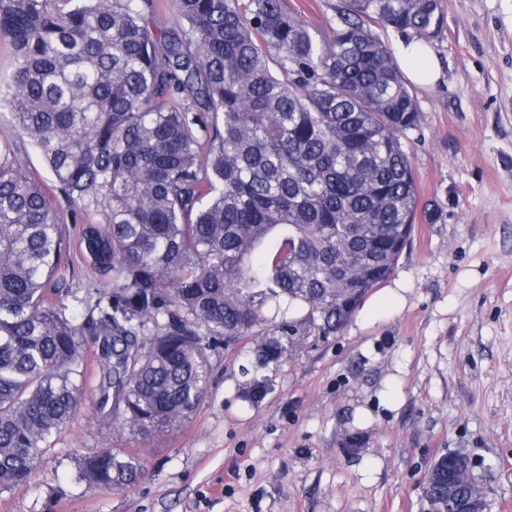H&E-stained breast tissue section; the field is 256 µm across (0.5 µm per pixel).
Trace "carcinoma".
Here are the masks:
<instances>
[{
	"mask_svg": "<svg viewBox=\"0 0 512 512\" xmlns=\"http://www.w3.org/2000/svg\"><path fill=\"white\" fill-rule=\"evenodd\" d=\"M173 6L156 34L154 0H0V491L75 417L89 346L98 409L133 436L189 418L219 348L249 336L259 402V378L297 337L339 334L412 232L421 115L373 27L426 45L440 0H348L329 39L283 0ZM283 303L306 316L268 317ZM141 471L110 448L76 464L97 489ZM20 160L30 172L42 179L46 190L49 191L50 194L56 196L57 200H60L61 204L64 205L61 197L58 196L57 191L54 190V184L51 181L50 176L45 171L41 156L37 150L29 144L25 145V148L21 149Z\"/></svg>",
	"mask_w": 512,
	"mask_h": 512,
	"instance_id": "obj_1",
	"label": "carcinoma"
}]
</instances>
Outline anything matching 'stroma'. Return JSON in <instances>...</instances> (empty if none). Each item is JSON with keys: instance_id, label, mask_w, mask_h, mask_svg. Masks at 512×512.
I'll return each instance as SVG.
<instances>
[{"instance_id": "obj_1", "label": "stroma", "mask_w": 512, "mask_h": 512, "mask_svg": "<svg viewBox=\"0 0 512 512\" xmlns=\"http://www.w3.org/2000/svg\"><path fill=\"white\" fill-rule=\"evenodd\" d=\"M283 2L326 35L346 5ZM441 5L429 45L441 76L410 87L421 211L386 282L403 307L364 304L328 342L306 337L256 404L241 390L253 341L220 350L198 409L145 439L85 390L29 482L0 491V512H423L422 482L454 450L470 455L489 512H512V0ZM388 387L393 410L379 404ZM102 448L138 453L140 480L76 483L75 455Z\"/></svg>"}]
</instances>
